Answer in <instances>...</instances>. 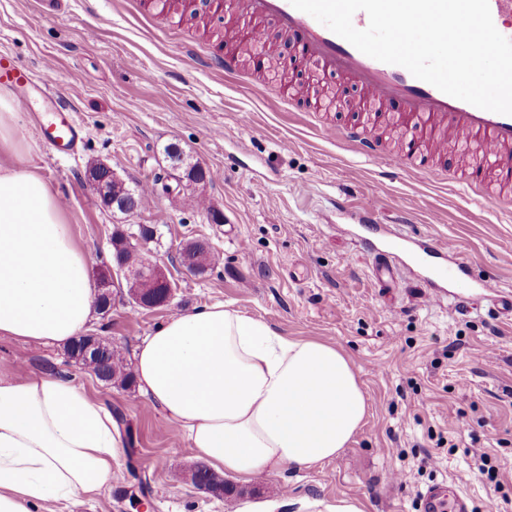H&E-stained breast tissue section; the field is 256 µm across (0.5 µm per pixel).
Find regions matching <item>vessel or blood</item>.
Returning a JSON list of instances; mask_svg holds the SVG:
<instances>
[{"label":"vessel or blood","instance_id":"1","mask_svg":"<svg viewBox=\"0 0 512 512\" xmlns=\"http://www.w3.org/2000/svg\"><path fill=\"white\" fill-rule=\"evenodd\" d=\"M496 29L512 39V26L503 19L512 16V0H489ZM238 9L251 18L248 26H231L224 32L225 53L222 58L200 57L201 65L227 73L236 70L242 47H255L265 37V24H272L322 76L340 75L353 82L364 94L359 109L376 107L394 113L397 123L408 135L403 143L400 161L424 168L429 158L441 155L449 143L464 145L480 142L487 159L493 164L499 185H512V115H503L473 106L451 97L433 85L415 78L406 68L375 60L333 33L311 15L294 8L290 0H237ZM38 80L43 88L55 85V67L45 60L38 77L0 55V84L23 85ZM82 89L73 85L59 92L55 99L58 121L48 133V142L56 148L74 150L81 128L72 116L74 104ZM326 138H343L353 144L357 153L377 168L388 164L378 142L366 136L363 128L352 125L343 129L328 126ZM359 223L372 227L374 273L379 280H392L390 261L400 256L421 273L434 294L467 299L473 293L495 298L497 312L512 317V294L500 296L492 280L476 281L467 273L466 262L449 241L436 238L413 239L386 235L382 226L374 225L371 208L358 212ZM421 512H469L465 495L447 496L441 485L429 486L420 497Z\"/></svg>","mask_w":512,"mask_h":512}]
</instances>
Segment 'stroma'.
<instances>
[{
    "label": "stroma",
    "instance_id": "obj_1",
    "mask_svg": "<svg viewBox=\"0 0 512 512\" xmlns=\"http://www.w3.org/2000/svg\"><path fill=\"white\" fill-rule=\"evenodd\" d=\"M234 6L213 16L209 34L148 13L146 0H67L57 16L38 0H0V52L39 70L55 58L59 88L76 84L82 143L60 155L42 141L53 95L16 92L30 162L66 194L67 218L99 282L112 262V233L153 227L151 244L173 283L169 306L145 309L112 279V307L88 335L121 347L126 364L143 336L172 315L221 302L285 336L335 343L354 362L368 398L361 431L336 459L303 470L262 474L257 495L229 501L194 484L198 462L185 438L136 387L100 381L69 358L65 345L35 346L0 337V377L58 375L130 423L134 453L119 449L112 484L94 502L66 512H326L336 499L365 512H418L428 485L462 490L470 512H512V320L473 295L468 310L429 300L426 283L400 269L399 287L373 274L362 243L366 226L340 220L335 201L374 203L378 223L411 238L452 241L473 278L512 292V210L465 190L449 145L433 171L388 177L323 127L354 120L357 88L329 78L335 109L309 112L281 101L277 79L257 83L255 65L230 74L198 68L195 54L215 52L216 31L246 24ZM232 127L229 136L218 129ZM215 175L203 194L224 216L213 224L181 196L161 191L170 173L166 145ZM105 163L146 202L134 214L104 207L85 182ZM408 223H398L399 213ZM191 240L219 261L202 276L179 260ZM490 475H483V468Z\"/></svg>",
    "mask_w": 512,
    "mask_h": 512
}]
</instances>
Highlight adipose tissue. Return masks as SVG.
Returning <instances> with one entry per match:
<instances>
[{
  "label": "adipose tissue",
  "mask_w": 512,
  "mask_h": 512,
  "mask_svg": "<svg viewBox=\"0 0 512 512\" xmlns=\"http://www.w3.org/2000/svg\"><path fill=\"white\" fill-rule=\"evenodd\" d=\"M19 110L0 91V337L67 343L92 322L96 290L58 194L28 164ZM133 357L146 400L197 457L243 484L336 458L369 410L335 344L281 335L221 303L173 315ZM126 444L111 414L68 380L0 378V512L95 499Z\"/></svg>",
  "instance_id": "ef3b65f1"
}]
</instances>
